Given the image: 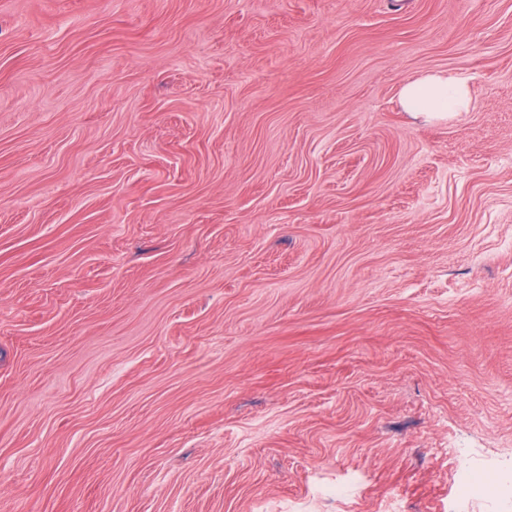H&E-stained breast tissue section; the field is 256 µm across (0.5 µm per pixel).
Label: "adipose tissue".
Listing matches in <instances>:
<instances>
[{
  "mask_svg": "<svg viewBox=\"0 0 512 512\" xmlns=\"http://www.w3.org/2000/svg\"><path fill=\"white\" fill-rule=\"evenodd\" d=\"M399 102L413 117L445 120L469 110L471 92L465 79L436 71L404 82Z\"/></svg>",
  "mask_w": 512,
  "mask_h": 512,
  "instance_id": "ef3b65f1",
  "label": "adipose tissue"
}]
</instances>
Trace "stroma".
<instances>
[{
	"label": "stroma",
	"instance_id": "stroma-1",
	"mask_svg": "<svg viewBox=\"0 0 512 512\" xmlns=\"http://www.w3.org/2000/svg\"><path fill=\"white\" fill-rule=\"evenodd\" d=\"M393 498L512 512V0H0V512ZM399 102L415 118L448 120L471 105L467 81L446 72H429L403 83Z\"/></svg>",
	"mask_w": 512,
	"mask_h": 512
}]
</instances>
